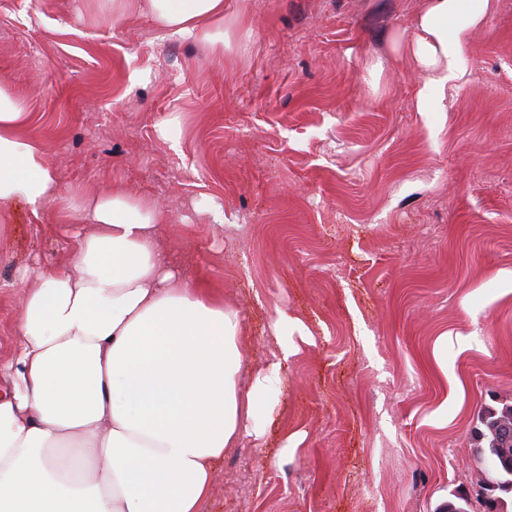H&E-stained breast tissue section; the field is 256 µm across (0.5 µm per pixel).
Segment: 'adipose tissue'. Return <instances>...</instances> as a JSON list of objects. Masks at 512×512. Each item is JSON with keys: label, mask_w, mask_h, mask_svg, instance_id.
<instances>
[{"label": "adipose tissue", "mask_w": 512, "mask_h": 512, "mask_svg": "<svg viewBox=\"0 0 512 512\" xmlns=\"http://www.w3.org/2000/svg\"><path fill=\"white\" fill-rule=\"evenodd\" d=\"M139 2L166 36L230 42L224 0ZM492 7L425 0L411 42L419 105L445 111L468 33ZM28 117L1 85L0 211L20 201L92 229L75 235L71 267H37L0 361V512H202L225 450L261 436L283 399L282 367L311 335L278 313L277 348L241 389V314L161 247L154 201L120 185L64 191L21 133Z\"/></svg>", "instance_id": "1"}]
</instances>
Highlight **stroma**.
<instances>
[{
  "instance_id": "35a3bbf8",
  "label": "stroma",
  "mask_w": 512,
  "mask_h": 512,
  "mask_svg": "<svg viewBox=\"0 0 512 512\" xmlns=\"http://www.w3.org/2000/svg\"><path fill=\"white\" fill-rule=\"evenodd\" d=\"M423 3L224 0L221 47L137 9L112 22L110 0H0L25 135L63 189L153 199L163 246L241 312L242 388L278 312L314 332L204 512H438L478 490V414L512 402V0L469 33L444 112L417 106ZM69 244L23 203L0 219L1 360L36 285L21 270L64 265Z\"/></svg>"
}]
</instances>
